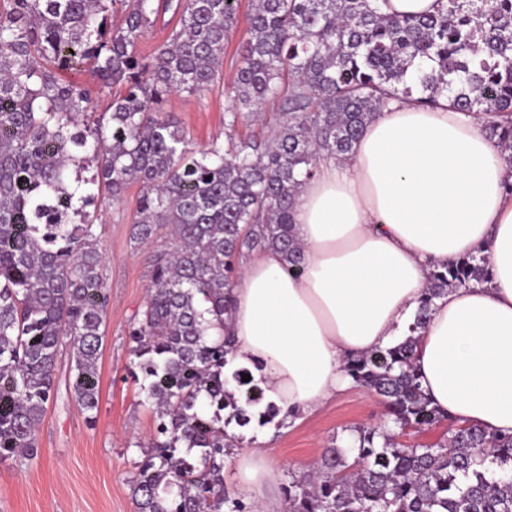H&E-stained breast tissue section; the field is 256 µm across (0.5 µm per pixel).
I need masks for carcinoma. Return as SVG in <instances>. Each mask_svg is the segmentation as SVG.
Instances as JSON below:
<instances>
[{"mask_svg":"<svg viewBox=\"0 0 512 512\" xmlns=\"http://www.w3.org/2000/svg\"><path fill=\"white\" fill-rule=\"evenodd\" d=\"M376 2L256 0L224 88L227 145L198 148L163 103L222 79L237 0H0V460L38 458L65 349L69 395L96 421L110 294L87 207L138 184L131 242L147 246L164 226L175 236L172 251L153 256L130 322L140 391L157 416L133 480L138 512H253L224 489L237 443L228 427L267 424L280 409L242 380L248 369L224 371L230 339L210 336L224 330L240 257L276 249L303 274L293 199L320 157L346 156L390 99L417 93L430 106L446 95L462 112L512 117V0H448L427 17L383 14ZM169 12L178 28L141 54ZM416 59L432 70L408 74ZM77 66L95 82L61 78ZM106 95L109 118L75 130ZM269 103L279 106L273 138L240 136ZM487 133L512 166V120L489 121ZM489 276L473 256L430 270L416 324L448 287ZM412 359L409 338L348 362L355 384L383 398L387 423L326 449L315 476L283 487L286 512H512V435L459 426L436 447H405L390 433L447 420Z\"/></svg>","mask_w":512,"mask_h":512,"instance_id":"cac0c4a2","label":"carcinoma"}]
</instances>
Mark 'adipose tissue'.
<instances>
[{
    "label": "adipose tissue",
    "mask_w": 512,
    "mask_h": 512,
    "mask_svg": "<svg viewBox=\"0 0 512 512\" xmlns=\"http://www.w3.org/2000/svg\"><path fill=\"white\" fill-rule=\"evenodd\" d=\"M486 116L391 101L343 158L297 193L305 273L273 249L243 264L227 319L232 366L268 400L309 415L352 384V359L414 339L424 394L455 425L512 434V180ZM486 255L491 281L452 288L415 321L432 266ZM254 512H281L268 448L235 458Z\"/></svg>",
    "instance_id": "ef3b65f1"
}]
</instances>
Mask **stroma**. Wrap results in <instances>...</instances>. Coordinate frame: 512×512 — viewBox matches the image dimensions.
Listing matches in <instances>:
<instances>
[{
    "label": "stroma",
    "instance_id": "1",
    "mask_svg": "<svg viewBox=\"0 0 512 512\" xmlns=\"http://www.w3.org/2000/svg\"><path fill=\"white\" fill-rule=\"evenodd\" d=\"M245 31V24H238L225 43L221 85L201 97L173 94L163 105L196 146L224 137L223 87L232 81L233 59ZM139 190L131 185L122 201L97 208L103 274L111 294L99 360L97 420L87 425L77 403L59 393L38 430L37 461H0V512H135L136 465L154 432L155 417L129 370L134 347L129 323L145 300L152 250L170 246L163 232L153 249L133 246L130 216ZM383 415L379 397L353 385L312 415L242 427L238 449L250 450L257 437H269L288 482L314 469L325 449L348 446L356 427L377 425Z\"/></svg>",
    "mask_w": 512,
    "mask_h": 512
}]
</instances>
